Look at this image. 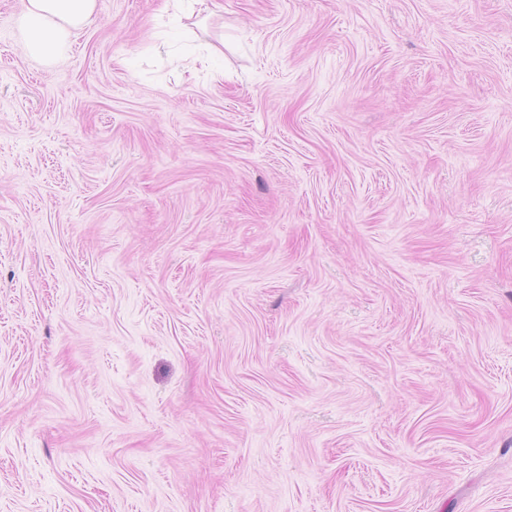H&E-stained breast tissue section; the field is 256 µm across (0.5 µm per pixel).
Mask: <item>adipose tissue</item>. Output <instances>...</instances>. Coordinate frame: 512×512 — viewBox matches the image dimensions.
I'll use <instances>...</instances> for the list:
<instances>
[{"mask_svg": "<svg viewBox=\"0 0 512 512\" xmlns=\"http://www.w3.org/2000/svg\"><path fill=\"white\" fill-rule=\"evenodd\" d=\"M97 16V0H25L17 26L29 54L56 59Z\"/></svg>", "mask_w": 512, "mask_h": 512, "instance_id": "1", "label": "adipose tissue"}]
</instances>
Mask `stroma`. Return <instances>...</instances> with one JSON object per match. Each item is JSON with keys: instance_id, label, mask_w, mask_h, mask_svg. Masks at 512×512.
I'll use <instances>...</instances> for the list:
<instances>
[{"instance_id": "1", "label": "stroma", "mask_w": 512, "mask_h": 512, "mask_svg": "<svg viewBox=\"0 0 512 512\" xmlns=\"http://www.w3.org/2000/svg\"><path fill=\"white\" fill-rule=\"evenodd\" d=\"M97 2L0 0V512H512V0ZM96 12L97 0H26L17 26L29 54L57 59L74 32L95 20Z\"/></svg>"}]
</instances>
